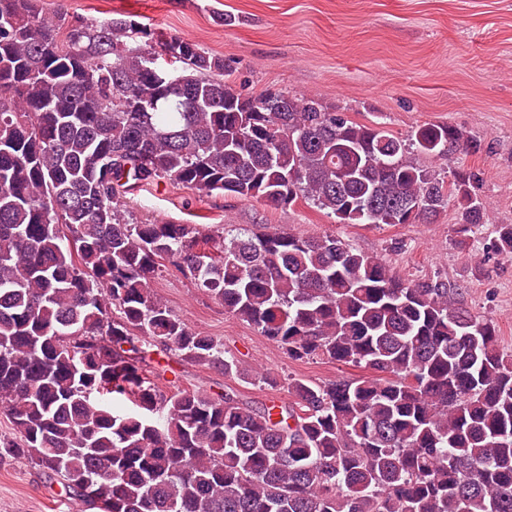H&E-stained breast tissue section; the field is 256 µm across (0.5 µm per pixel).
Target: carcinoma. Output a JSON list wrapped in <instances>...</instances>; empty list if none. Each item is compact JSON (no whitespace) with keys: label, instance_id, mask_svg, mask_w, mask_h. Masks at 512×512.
Instances as JSON below:
<instances>
[{"label":"carcinoma","instance_id":"cac0c4a2","mask_svg":"<svg viewBox=\"0 0 512 512\" xmlns=\"http://www.w3.org/2000/svg\"><path fill=\"white\" fill-rule=\"evenodd\" d=\"M224 58L132 19L72 24L0 0V409L27 458L98 512H512V355L441 284H412L335 235L134 223L121 192L168 180L298 200L340 224L488 215L460 130L411 139L314 97L245 95ZM512 258V224L494 244ZM294 360L352 380L288 383L253 408L165 392L152 355L239 377L224 344L150 288L164 264Z\"/></svg>","mask_w":512,"mask_h":512}]
</instances>
